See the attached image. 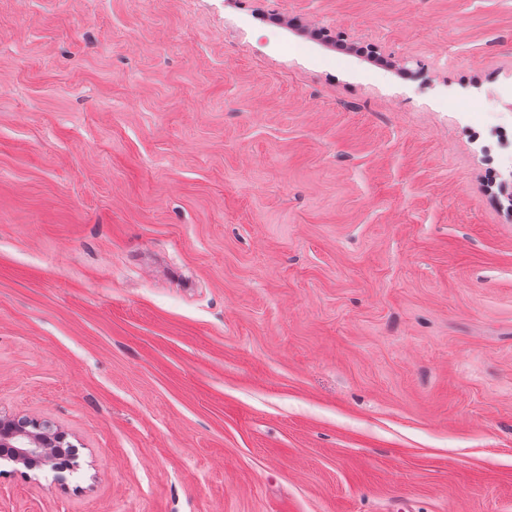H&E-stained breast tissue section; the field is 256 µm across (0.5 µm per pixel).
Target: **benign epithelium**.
Listing matches in <instances>:
<instances>
[{
	"label": "benign epithelium",
	"mask_w": 512,
	"mask_h": 512,
	"mask_svg": "<svg viewBox=\"0 0 512 512\" xmlns=\"http://www.w3.org/2000/svg\"><path fill=\"white\" fill-rule=\"evenodd\" d=\"M0 448L15 450L14 462L40 461L63 473L71 467L75 449L66 436L36 419L0 418Z\"/></svg>",
	"instance_id": "7a95c632"
}]
</instances>
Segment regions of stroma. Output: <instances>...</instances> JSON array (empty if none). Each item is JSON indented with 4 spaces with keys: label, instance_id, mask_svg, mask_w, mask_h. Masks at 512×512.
<instances>
[{
    "label": "stroma",
    "instance_id": "stroma-1",
    "mask_svg": "<svg viewBox=\"0 0 512 512\" xmlns=\"http://www.w3.org/2000/svg\"><path fill=\"white\" fill-rule=\"evenodd\" d=\"M512 0H0V512H512ZM471 110L474 111L471 113L474 114L478 122H484L478 127V132H488L498 143L512 141V120L510 122L503 119L486 121V116H489L490 113L485 112L483 105L473 106ZM0 448H13V461L16 463L40 461L51 464L53 470L60 474L71 467L70 461L75 455V449L66 442L63 433L36 419L27 418H0Z\"/></svg>",
    "mask_w": 512,
    "mask_h": 512
}]
</instances>
